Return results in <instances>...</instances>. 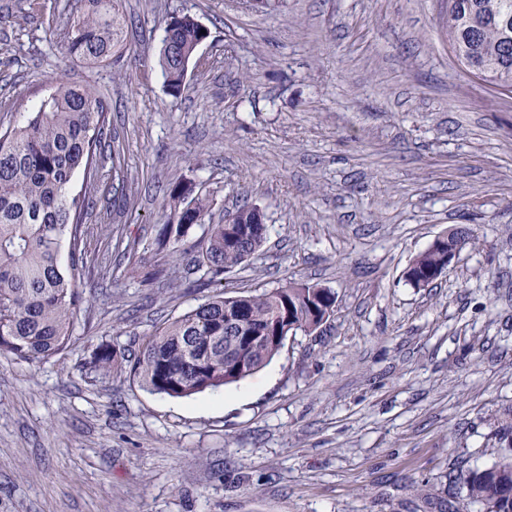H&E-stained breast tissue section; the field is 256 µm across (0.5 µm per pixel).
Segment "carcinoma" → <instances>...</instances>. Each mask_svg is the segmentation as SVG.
<instances>
[{
  "label": "carcinoma",
  "mask_w": 512,
  "mask_h": 512,
  "mask_svg": "<svg viewBox=\"0 0 512 512\" xmlns=\"http://www.w3.org/2000/svg\"><path fill=\"white\" fill-rule=\"evenodd\" d=\"M83 10L63 46L64 57L80 64L112 61L118 16L112 0H78ZM448 46L465 71L491 88L512 93V0H448ZM207 35L189 15L164 28L159 65L168 92L185 87L183 63ZM110 108L105 95L65 81L13 128L0 131V357L29 365L62 356L73 342V323L84 302L83 224L89 198L69 195L75 174L91 184L99 178L97 153L104 147ZM172 203L157 244L185 254V237L204 225L203 244L192 269L208 282L241 269L264 244L267 225L256 222L259 208L233 209V223H211V203L193 184L169 187ZM69 240L70 263L59 250ZM438 253L413 256L412 273L425 285L435 281ZM336 308V291L288 282L259 293L217 294L156 328L138 351L125 355L108 345L92 355L99 371L126 370L146 390L187 398L237 383L263 369L279 353L278 335L311 334ZM471 503L485 512H512V453L464 477Z\"/></svg>",
  "instance_id": "carcinoma-1"
}]
</instances>
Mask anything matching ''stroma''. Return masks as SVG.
I'll return each mask as SVG.
<instances>
[{
	"label": "stroma",
	"mask_w": 512,
	"mask_h": 512,
	"mask_svg": "<svg viewBox=\"0 0 512 512\" xmlns=\"http://www.w3.org/2000/svg\"><path fill=\"white\" fill-rule=\"evenodd\" d=\"M69 0H0V129L57 76L106 91L119 154L91 199L86 302L63 357H0V512H484L458 471L512 448V94L465 72L445 0H114L111 63L70 64ZM207 39L171 96L166 20ZM211 219L259 207L267 241L225 295L335 289L334 316L262 370L190 398L88 369L214 294L146 284L176 179ZM472 242L431 287L403 272ZM461 228H456L448 232V241L446 234L439 235L434 238L428 248L447 250L444 256V263L438 271V277L446 273L453 265L456 258L463 250V247L470 243L469 230L460 231ZM446 241L448 242L446 245ZM432 249H425L413 256L405 270V272L412 266L411 274H416L429 286L435 281V269L437 268L440 258L438 253ZM404 272V273H405Z\"/></svg>",
	"instance_id": "stroma-1"
}]
</instances>
